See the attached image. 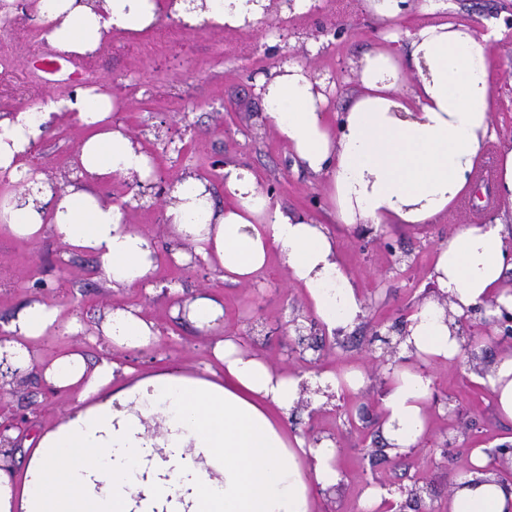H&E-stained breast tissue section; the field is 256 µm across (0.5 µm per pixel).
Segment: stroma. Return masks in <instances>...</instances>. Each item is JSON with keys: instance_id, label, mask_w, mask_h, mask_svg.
I'll use <instances>...</instances> for the list:
<instances>
[{"instance_id": "obj_1", "label": "stroma", "mask_w": 512, "mask_h": 512, "mask_svg": "<svg viewBox=\"0 0 512 512\" xmlns=\"http://www.w3.org/2000/svg\"><path fill=\"white\" fill-rule=\"evenodd\" d=\"M445 19L480 30L492 21L512 17V0H443ZM318 16L272 17L273 26H285L300 60L314 72L338 79L329 94V110L336 113L355 94L354 61L378 42L385 25L366 8L363 0H321ZM41 32L29 0H18L13 14L0 18V40H5L10 60L26 92L0 88V114L37 107L44 99L69 97L82 89V80H69L71 65H63L55 83L42 85L41 73L31 71L28 43L12 38L14 29ZM171 46L153 42L151 34L138 40L113 35L98 51L93 70L107 85L115 109L113 127L133 134L149 155L154 168L143 195L128 189L125 179L112 180L100 191L124 206L128 223L155 241L165 253L152 281L153 293L138 288L120 291L107 281L91 255L71 253L52 235L31 242L0 233V328L30 302L41 299L62 310L63 318L78 316L88 335L84 351L91 359L112 357L136 373L179 367L199 372L211 363L214 336L172 314V301L208 294L224 301V325L241 336L273 366L304 371L305 360H317L319 369L341 364L366 370V383L356 391L341 393L335 405L319 409L298 406L282 423L289 433L333 437L339 449L338 464L345 479L336 494H317V512H358L367 487L411 484L424 480L428 494L419 504L386 507L382 512H446L448 494L465 466L461 459L444 458L445 437L463 436L466 447L491 448L512 442V420L501 417L490 388L474 371L457 362L431 365L430 409L433 430L409 457L395 459L376 452L381 433L382 374L371 373L368 342L377 326H391L407 317L420 303L430 284L437 243L447 240L471 215L468 206L435 224H391L372 233L336 223L326 208L322 176L297 167L282 135L264 119L255 80L280 63L266 53L263 31H210L179 29ZM497 83L494 127L501 142L512 141V27L489 51ZM85 130L78 118L58 115L47 126L36 151L26 159L35 175L68 184L70 160ZM233 163L275 186L273 204L313 216L334 236L344 266L357 280L366 315L351 335L331 340L323 355L306 351L292 354L286 322L292 315L310 317L303 288L292 284L278 255L250 283L224 282L209 266L193 270L174 263V252L192 253L189 243L173 240L164 222V192L187 175L208 179L216 203L224 201V173L216 161ZM141 308L159 327L152 346L116 351L97 338L95 331L104 311L112 306ZM76 394L51 390L40 369L10 388L0 410L25 416L30 428L54 426L66 407L76 404Z\"/></svg>"}]
</instances>
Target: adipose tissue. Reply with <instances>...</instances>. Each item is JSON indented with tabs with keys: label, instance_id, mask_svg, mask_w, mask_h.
<instances>
[{
	"label": "adipose tissue",
	"instance_id": "1",
	"mask_svg": "<svg viewBox=\"0 0 512 512\" xmlns=\"http://www.w3.org/2000/svg\"><path fill=\"white\" fill-rule=\"evenodd\" d=\"M317 0H37L45 40L79 54L98 49L112 32L137 34L170 15L191 27H259L268 12L303 15ZM406 0H367L389 30L382 46L357 62L358 92L333 114L322 81L304 63L288 61L262 78L264 118L287 141L297 164L324 176L337 223L351 228L432 224L475 193V166L493 137L496 86L487 49L495 31L441 21L405 25ZM416 70L402 81L405 63ZM75 112L86 136L71 184L47 179L0 206V230L24 240L52 234L71 251L93 255L110 287H148L157 269L151 237L125 224L120 206L94 189L121 177L145 180L151 161L111 123L112 104L93 91L49 101L37 111L0 118V174L30 180L23 157L55 114ZM165 222L225 281H253L278 253L290 278L328 333L350 332L365 316L358 288L337 255L336 241L317 220L272 205L265 187L246 169L224 170V202L205 180L189 175L171 189ZM511 211L460 227L436 249L430 275L437 295L408 317L403 353L409 363L386 369L381 397L382 436L392 454L426 437L432 381L420 362L459 357L448 321L481 306L512 313ZM447 295L440 304L439 295ZM196 328L223 330L224 307L197 296L175 310ZM99 329L113 347L140 350L159 336L141 309L106 311ZM0 354L25 372L40 366L47 383L77 393L78 404L41 430L22 479L11 456L0 454V512H315V489L337 486L342 472L333 441L288 435L280 418L300 399L304 375L273 367L241 336L224 332L211 353L215 366L196 375L173 369L131 377L129 368L82 347L38 365L42 337L78 336L62 323L58 306L33 301L10 319ZM482 380L498 413L512 420V352L497 357ZM483 449L469 455V473L448 497V512H512V484L487 473Z\"/></svg>",
	"mask_w": 512,
	"mask_h": 512
}]
</instances>
